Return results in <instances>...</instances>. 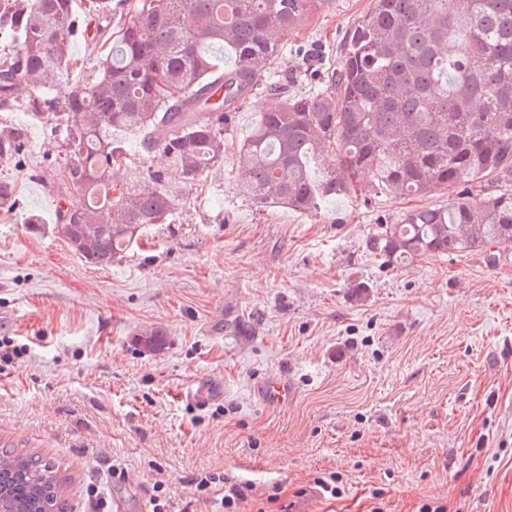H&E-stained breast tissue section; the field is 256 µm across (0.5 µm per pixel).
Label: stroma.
<instances>
[{
    "label": "stroma",
    "mask_w": 512,
    "mask_h": 512,
    "mask_svg": "<svg viewBox=\"0 0 512 512\" xmlns=\"http://www.w3.org/2000/svg\"><path fill=\"white\" fill-rule=\"evenodd\" d=\"M372 0H327L283 32L272 72L308 90L294 48L336 64ZM53 85L18 82L0 127L26 132L23 167L0 159L20 204L0 206V439L54 459L68 512H225L221 492L249 483L236 512H512V242L429 256L403 268L374 241L413 200L366 193L300 214L256 209L236 193L240 143L279 103L257 89L224 134L223 167L189 190L176 223L149 228L105 268L53 231L61 151L32 106ZM38 214L42 233L25 219ZM367 287L352 299L354 285ZM150 328L166 349L140 348ZM295 386L287 408L257 393L268 375ZM214 388L202 406L191 387ZM121 464L126 477L114 476ZM218 477L216 492L197 481ZM335 477V492L320 479Z\"/></svg>",
    "instance_id": "stroma-1"
}]
</instances>
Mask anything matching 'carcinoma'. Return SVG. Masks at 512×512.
I'll list each match as a JSON object with an SVG mask.
<instances>
[{
  "label": "carcinoma",
  "instance_id": "obj_1",
  "mask_svg": "<svg viewBox=\"0 0 512 512\" xmlns=\"http://www.w3.org/2000/svg\"><path fill=\"white\" fill-rule=\"evenodd\" d=\"M127 0H0V105L16 82L58 81L46 123L65 147L64 192L84 203L60 210L54 229L85 263L108 267L155 224L176 223L183 192L224 164V132L240 102L270 75L279 36L325 0H135L117 31L99 28L108 51L91 78L72 83L71 49L86 18L111 22ZM229 50L233 66L217 71ZM315 86L285 91L240 144L248 167L238 194L259 209L306 213L362 193L422 197L439 186L512 183V0H373L334 68ZM23 129L0 130V159L23 161ZM336 168L320 176L325 153ZM158 157L164 168L146 165ZM179 171L181 185L167 180ZM512 241V192H455L447 207L406 211L376 238L401 268L433 255H462ZM32 450L0 447V512H66V477Z\"/></svg>",
  "mask_w": 512,
  "mask_h": 512
}]
</instances>
